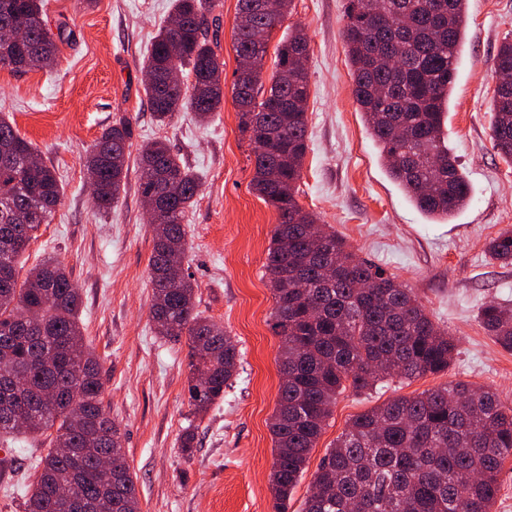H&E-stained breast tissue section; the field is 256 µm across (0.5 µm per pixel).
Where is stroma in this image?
Returning a JSON list of instances; mask_svg holds the SVG:
<instances>
[{
    "label": "stroma",
    "mask_w": 512,
    "mask_h": 512,
    "mask_svg": "<svg viewBox=\"0 0 512 512\" xmlns=\"http://www.w3.org/2000/svg\"><path fill=\"white\" fill-rule=\"evenodd\" d=\"M346 7L347 0H294L285 19L300 25L310 43L308 149L297 199L358 257L412 288L458 348L447 371L338 395L288 512H302L321 459L357 414L449 382L493 389L512 405V351L487 336L477 318L488 303L512 304V265L486 251L491 238L512 229V164L490 139L491 66L498 46L512 37V0L468 2L444 130L467 174L471 201L446 221L417 210L379 159L352 95L342 35ZM172 9L173 0H45L48 27L65 19L72 29L56 66L25 73L0 68V112L41 151L64 189L50 223L40 225L18 263L28 269L56 259L81 290L84 342L100 364L104 404L124 435L140 512H273L269 424L280 383V339L271 329L274 298L263 265L278 215L250 187L253 154L238 130L232 97L207 121L183 112L170 125L155 123L142 62ZM235 16L236 0H213L207 39L228 85L238 66ZM122 117L132 121L134 144L166 141L202 183L185 218L190 248L183 268L197 284L202 316L237 342L241 366L223 401L196 417L187 394L188 345L158 336L150 313L154 231L138 191L137 164H130L111 211L92 202L84 159ZM191 421L199 444L186 458L179 438ZM32 445L27 437L15 441L13 466L0 470V512H23L18 489L34 481Z\"/></svg>",
    "instance_id": "stroma-1"
}]
</instances>
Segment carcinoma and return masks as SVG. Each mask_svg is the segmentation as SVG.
I'll use <instances>...</instances> for the list:
<instances>
[{
  "instance_id": "obj_1",
  "label": "carcinoma",
  "mask_w": 512,
  "mask_h": 512,
  "mask_svg": "<svg viewBox=\"0 0 512 512\" xmlns=\"http://www.w3.org/2000/svg\"><path fill=\"white\" fill-rule=\"evenodd\" d=\"M237 0L233 46L251 58L234 72L238 129L254 155L252 190L278 213L264 275L274 296L272 329L280 338L283 378L270 422L275 457L274 512L288 499L332 413L337 394L362 392L397 377L411 380L448 370L456 349L412 290L382 267L359 258L345 241L318 224L296 194L307 152L309 74L297 65L309 42L296 26L276 45L275 68L263 61L293 0L274 11ZM211 0H174L180 26H162L142 62L144 91L160 126L184 110L201 120L224 103V63L204 36ZM44 0H0V31L22 29L19 44H0V68H52L65 26L46 29ZM468 24L467 0H348L343 38L353 73L352 93L382 164L410 202L435 220L468 206V179L444 136V117ZM495 88L491 140L512 161V39L493 58ZM191 82L170 86V73ZM0 436L45 435L35 458L36 481L24 512H139L123 434L103 403L98 362L82 337L80 288L66 266L44 261L20 274L18 258L34 232L62 201L55 169L0 113ZM133 130L123 118L103 130L86 157L95 182V207L112 209L127 176ZM142 196L158 197L151 314L157 335L188 340V395L201 413L224 400L239 376L240 351L224 327L196 309L189 274L169 275L188 249L183 224L201 181L162 140L139 147ZM492 259L512 264V230L490 239ZM333 267L342 275L323 278ZM360 282L372 287L363 290ZM35 311L41 329L27 327ZM486 334L512 351V308L483 306ZM207 377L197 378L200 370ZM197 448L196 426L180 436L181 454ZM512 456V406L490 389L448 383L417 396L397 397L354 416L328 449L314 476L316 493L302 512H492L498 477Z\"/></svg>"
}]
</instances>
